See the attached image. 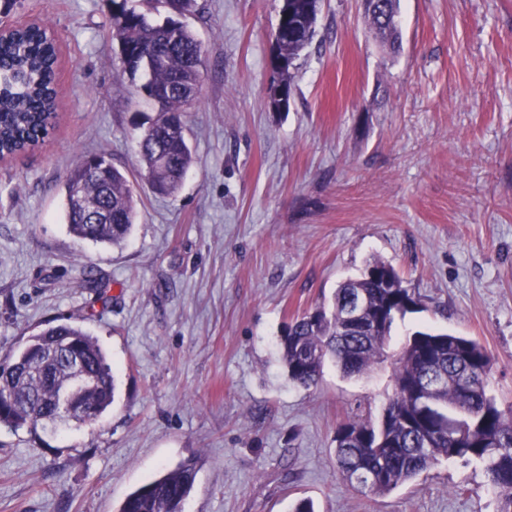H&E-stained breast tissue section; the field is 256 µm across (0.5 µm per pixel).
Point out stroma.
I'll use <instances>...</instances> for the list:
<instances>
[{
  "label": "stroma",
  "mask_w": 512,
  "mask_h": 512,
  "mask_svg": "<svg viewBox=\"0 0 512 512\" xmlns=\"http://www.w3.org/2000/svg\"><path fill=\"white\" fill-rule=\"evenodd\" d=\"M279 0H198L204 50L186 112L195 164L178 193L138 191L118 246L75 239L64 179L86 152L138 174L152 112L123 73L109 0H17L1 22L59 36V108L44 144L0 162V356L66 322L116 376L99 418L62 431L0 425V512H118L187 459L185 512H498L477 463L441 461L385 496L345 486L337 425L379 420L392 366L292 384L278 339L375 259L416 297L417 329L484 345L488 391L512 410V0H398V50L362 0H321L288 111L277 78Z\"/></svg>",
  "instance_id": "1"
}]
</instances>
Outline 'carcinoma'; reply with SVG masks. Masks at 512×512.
Returning a JSON list of instances; mask_svg holds the SVG:
<instances>
[{
	"mask_svg": "<svg viewBox=\"0 0 512 512\" xmlns=\"http://www.w3.org/2000/svg\"><path fill=\"white\" fill-rule=\"evenodd\" d=\"M112 39L123 72L141 76L140 91L159 103L158 116L137 137L138 157L151 187L175 194L193 164L184 133L183 112L200 99L191 92L200 80L202 45L181 18L197 11V0H166L171 15L153 22L130 0H110ZM397 0H364L370 29L394 47ZM302 16L293 38L276 35L286 64L278 83L292 96L293 69L312 42L318 0H298ZM55 40L36 26L0 40V153H20L46 137L56 121ZM64 219L78 239L118 244L134 224L138 210L127 172L104 153L84 156L65 176ZM362 294L364 315L344 321L348 300ZM417 301L395 268L380 260L336 288L330 306L294 316L279 339L289 381L317 385L326 358L348 376L360 375L384 353L395 318ZM492 357L485 346L462 336L414 331L394 362L393 393L382 419L347 420L336 428V471L343 483L381 497L410 482L441 460L478 461L500 498L499 512H512V412L501 411L488 394ZM442 375L444 389L433 395L426 379ZM82 376L89 384L77 393L88 413L72 420L97 419L113 403L115 377L97 341L80 326L64 323L30 336L22 348L0 358V424L37 428L58 413L56 392ZM196 478V462L187 460L127 495L118 512H184Z\"/></svg>",
	"mask_w": 512,
	"mask_h": 512,
	"instance_id": "cac0c4a2",
	"label": "carcinoma"
}]
</instances>
